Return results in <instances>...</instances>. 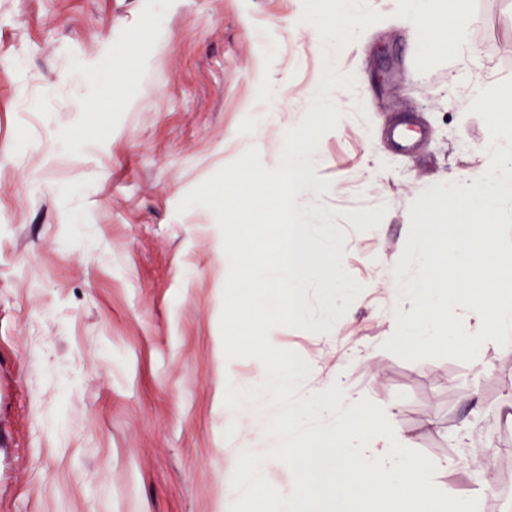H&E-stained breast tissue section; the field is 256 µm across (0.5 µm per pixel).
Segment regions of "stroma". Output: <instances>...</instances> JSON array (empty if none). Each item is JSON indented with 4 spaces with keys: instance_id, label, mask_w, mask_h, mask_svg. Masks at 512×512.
Listing matches in <instances>:
<instances>
[{
    "instance_id": "stroma-1",
    "label": "stroma",
    "mask_w": 512,
    "mask_h": 512,
    "mask_svg": "<svg viewBox=\"0 0 512 512\" xmlns=\"http://www.w3.org/2000/svg\"><path fill=\"white\" fill-rule=\"evenodd\" d=\"M337 58L355 90L312 157L335 209L345 270L363 286L325 334L282 328L277 346L327 382L383 407L431 458L436 486L512 512V346L477 360L408 362L384 350L411 312L393 267L420 192L489 166L490 133L470 87L512 80V0H468L458 47L423 57L400 0ZM301 0H0V512H217L238 454L269 440L256 416L233 440L226 383L255 358L226 360L221 231L190 190L256 146L270 169L305 116L322 43ZM477 56H470V49ZM91 98L103 110L73 109ZM428 129L401 150L385 127ZM387 205L366 232L348 209ZM491 460L478 483L472 465Z\"/></svg>"
}]
</instances>
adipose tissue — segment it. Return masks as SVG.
<instances>
[{"mask_svg":"<svg viewBox=\"0 0 512 512\" xmlns=\"http://www.w3.org/2000/svg\"><path fill=\"white\" fill-rule=\"evenodd\" d=\"M411 39L424 53L443 50L455 35L450 19L464 16L465 0H411Z\"/></svg>","mask_w":512,"mask_h":512,"instance_id":"obj_1","label":"adipose tissue"}]
</instances>
